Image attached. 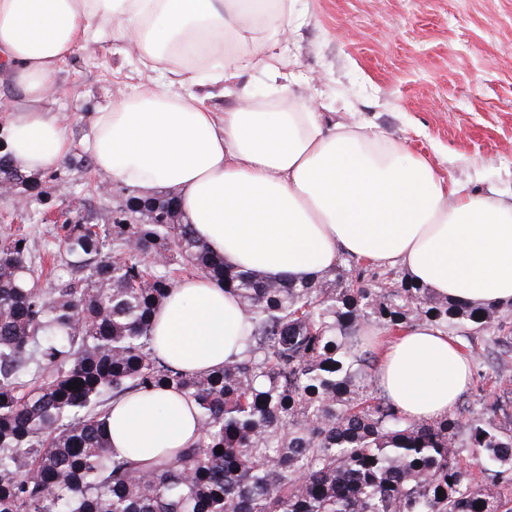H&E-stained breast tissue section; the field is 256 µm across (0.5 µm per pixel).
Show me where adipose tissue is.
I'll return each instance as SVG.
<instances>
[{
	"mask_svg": "<svg viewBox=\"0 0 512 512\" xmlns=\"http://www.w3.org/2000/svg\"><path fill=\"white\" fill-rule=\"evenodd\" d=\"M295 0H0V148L29 171L70 151L55 106L62 66L91 43L122 45L134 92L116 90L93 117L88 145L113 181L164 187L196 236L237 268L313 280L350 254L402 264L415 283L454 301L512 302V201L476 196L398 145L346 123L324 128L288 100L260 105L249 87L217 109L208 91L248 70L277 78L268 50ZM168 364L199 373L245 347L236 297L205 277L172 288L153 318ZM455 342L418 322L382 346L379 382L409 419L448 414L469 381ZM112 452L143 459L200 435L181 394L134 393L111 405Z\"/></svg>",
	"mask_w": 512,
	"mask_h": 512,
	"instance_id": "adipose-tissue-1",
	"label": "adipose tissue"
}]
</instances>
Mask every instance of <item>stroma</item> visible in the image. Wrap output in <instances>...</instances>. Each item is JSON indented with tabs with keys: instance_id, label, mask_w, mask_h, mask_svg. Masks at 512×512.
<instances>
[{
	"instance_id": "stroma-1",
	"label": "stroma",
	"mask_w": 512,
	"mask_h": 512,
	"mask_svg": "<svg viewBox=\"0 0 512 512\" xmlns=\"http://www.w3.org/2000/svg\"><path fill=\"white\" fill-rule=\"evenodd\" d=\"M287 79L260 71L244 80L265 100L316 95L322 122L363 125L430 162L439 176L475 193L512 196V0H296L287 44ZM120 44H91L57 75L64 87L72 149L68 159L33 173L34 193H0V235L23 234L28 259L40 265L54 223L94 214L99 223L126 195L97 168L80 166L95 112L124 82ZM79 198L80 208L70 206ZM496 326L449 331L473 378H501L499 392L468 387L457 402L461 420L479 415L492 427L512 424L500 410L512 391V354Z\"/></svg>"
}]
</instances>
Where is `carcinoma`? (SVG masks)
<instances>
[{
	"label": "carcinoma",
	"mask_w": 512,
	"mask_h": 512,
	"mask_svg": "<svg viewBox=\"0 0 512 512\" xmlns=\"http://www.w3.org/2000/svg\"><path fill=\"white\" fill-rule=\"evenodd\" d=\"M0 187L37 184L4 153ZM55 240L70 278L45 291L27 238L0 241V512H512V429L471 418L472 459L497 465L474 478L456 413L416 422L370 393L376 358L360 336L411 320L511 334L500 307L387 287L368 265L343 288L229 266L170 194L130 195L111 223L67 221ZM189 268L231 290L252 326L220 370L153 351L152 318ZM158 389L196 404L201 436L150 459L112 455L109 402Z\"/></svg>",
	"instance_id": "cac0c4a2"
}]
</instances>
